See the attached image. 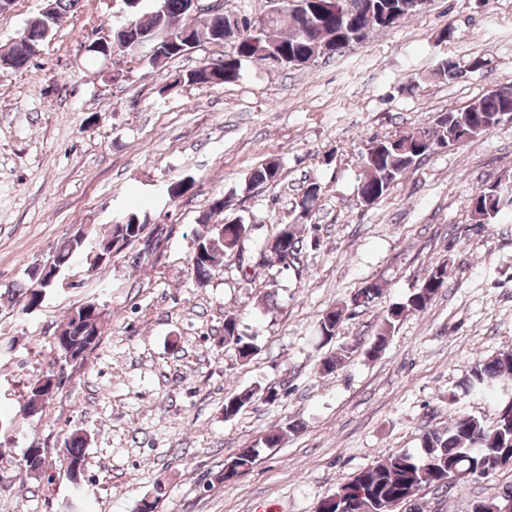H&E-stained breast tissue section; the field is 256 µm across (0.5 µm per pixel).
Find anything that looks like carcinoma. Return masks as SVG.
I'll return each mask as SVG.
<instances>
[{
  "mask_svg": "<svg viewBox=\"0 0 512 512\" xmlns=\"http://www.w3.org/2000/svg\"><path fill=\"white\" fill-rule=\"evenodd\" d=\"M80 0H56V15L47 20L38 15L29 24V35L40 42L46 28H55L61 18L75 11ZM327 0H314L317 11L308 21L301 18L297 9H285L273 15L261 34H225L234 46L233 53L214 62H206L193 71L176 79V82L193 84L232 83L239 77L244 61H255L262 56H274L283 51L293 56L310 57L318 49H328L334 56L349 47L344 39L343 29L347 22L361 28L376 31H390L409 18L401 8L404 0H336V9L326 7ZM162 13L153 9H138L133 22L136 29L152 34L164 31L178 39L195 27L185 0H161ZM512 115V84L498 85L469 104L448 112H441L433 120L417 126L401 135L376 141L373 147L360 156L363 177L358 184V195L374 203L390 191L393 184L411 167L438 147L459 146L477 139L491 131L502 118ZM279 164L265 163L254 169L249 185H261L277 181ZM324 187L313 179L302 193V205L295 206V218L291 224L284 223L280 230L261 248L255 259H238V270L242 277H252V270L271 257L283 263L295 262L302 251L295 225L305 224L314 205L323 195ZM506 210L512 211V188L490 184L474 191L470 198V213L475 224H494ZM139 219L129 214L112 224L110 233L95 244V253L89 260V268L100 273L111 259L112 254L122 250L121 243L130 234L131 227ZM249 227L233 218L222 224H207L205 230L196 235L194 249L189 260L190 275L203 287L222 267L224 255L240 245L248 234ZM88 230L82 228L66 238L52 255L53 264L68 269L76 254L86 243ZM448 265L438 264L429 269L422 284L404 301L388 308L379 332L366 348V355L379 356L386 349L389 337L401 321L410 314L419 313L428 307L435 296L448 287ZM382 285L368 282L351 298V305L367 307L382 295ZM78 316L70 315L60 326V335L53 338V349L58 354L69 349H81L98 332L96 304L87 303L77 308ZM344 321V309L336 308L323 315L319 330L324 339L330 341L339 333ZM224 343L234 347L242 359L255 351L251 339L240 333L237 319L232 315L224 318ZM350 354L344 347L336 354L324 359L321 371L331 374L338 369ZM505 381H512V349L478 361L471 367L462 386L463 391L489 392ZM279 393L275 389L259 391L244 390L224 402V415L236 416L245 406L263 399L275 401ZM282 432L265 434L260 444L242 449L237 455L226 460L232 468L247 470L254 463L263 448L279 444ZM86 438L74 434L66 442L67 468L77 470L84 466L83 448ZM490 459H499L512 465V403L499 410L494 428L487 429L475 416L458 415L448 421V426L432 429L422 436L421 450L413 455L407 452L391 454L364 468L350 480L339 485L336 492L324 498L317 512H351V501L360 496L359 506L364 512H392V508L403 504L411 495L425 486H434L446 493L456 487L448 481L451 470L484 472Z\"/></svg>",
  "mask_w": 512,
  "mask_h": 512,
  "instance_id": "cac0c4a2",
  "label": "carcinoma"
}]
</instances>
